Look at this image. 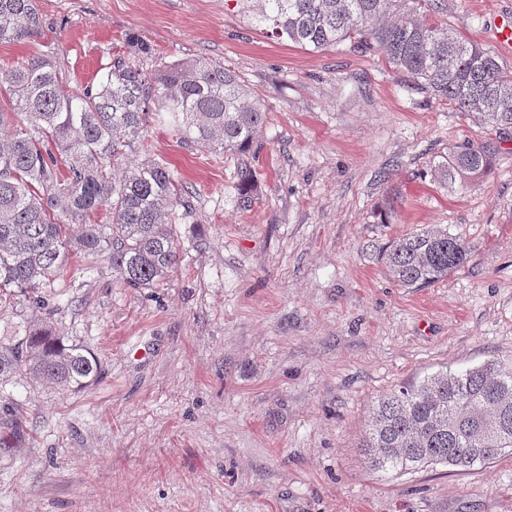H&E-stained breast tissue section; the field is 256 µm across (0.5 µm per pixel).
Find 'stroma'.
<instances>
[{"instance_id":"35a3bbf8","label":"stroma","mask_w":512,"mask_h":512,"mask_svg":"<svg viewBox=\"0 0 512 512\" xmlns=\"http://www.w3.org/2000/svg\"><path fill=\"white\" fill-rule=\"evenodd\" d=\"M41 36L0 43V74L51 52L68 87L113 55L143 73L202 56L266 112L251 207L237 159L188 148L150 121L149 153L191 192L178 265L155 288L120 283L107 255L70 256L0 310L8 343L51 316L104 372L64 391L0 384V512H512V455L461 470L370 469L377 398L443 370L512 361V137L479 130L378 55L312 52L267 36L224 0H39ZM423 16L495 52L512 0H423ZM486 146L493 171L444 188L449 145ZM461 235L448 279L404 288L380 248L424 225Z\"/></svg>"}]
</instances>
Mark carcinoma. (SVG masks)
<instances>
[{"label":"carcinoma","mask_w":512,"mask_h":512,"mask_svg":"<svg viewBox=\"0 0 512 512\" xmlns=\"http://www.w3.org/2000/svg\"><path fill=\"white\" fill-rule=\"evenodd\" d=\"M278 40L321 51L348 42L380 53L429 98L464 113L481 129L512 132V70L478 43L419 17L422 0H233ZM37 0H0V43L37 36ZM51 55L26 59L0 80V307L39 290L71 254H108L120 282L155 288L173 273L174 209H188L165 165L148 160L115 174L126 150L148 151L149 104L188 147L236 156L241 205L252 203L249 162L265 121L234 71L204 57L168 63L147 76L112 59L97 84L64 89ZM491 169L486 148L454 145L432 168L443 184H466ZM104 209L112 224L86 223ZM470 251L447 230L425 228L380 253L387 274L406 288L448 278ZM25 369L59 386L84 389L102 372L98 357L69 344L45 322L0 342V380ZM363 447L372 470L401 474L431 465L467 468L512 451V363L489 360L464 372L440 371L381 395Z\"/></svg>","instance_id":"carcinoma-1"}]
</instances>
